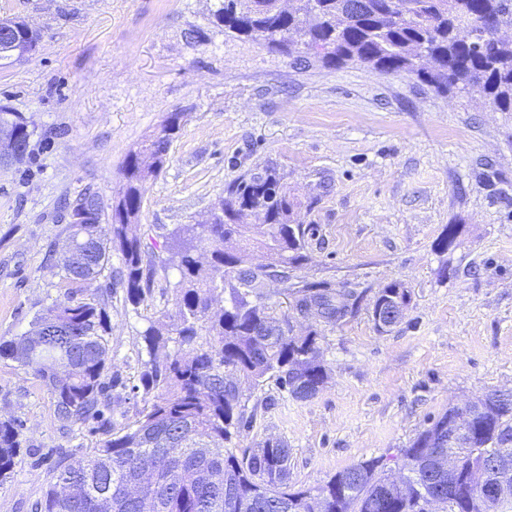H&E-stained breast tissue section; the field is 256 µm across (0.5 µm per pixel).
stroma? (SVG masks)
<instances>
[{
    "label": "stroma",
    "mask_w": 512,
    "mask_h": 512,
    "mask_svg": "<svg viewBox=\"0 0 512 512\" xmlns=\"http://www.w3.org/2000/svg\"><path fill=\"white\" fill-rule=\"evenodd\" d=\"M217 4L0 0V15L40 32L30 60L0 67V105L33 130L25 161L0 166V342L66 291L48 251L65 239L67 203L91 190L111 205L129 152L169 113H186L139 216L152 293L137 307L119 288L107 301L122 384L105 415L118 429L142 406L132 387L148 358L143 332L171 308L178 279L164 229L204 223L231 182L275 171L313 228L298 277L371 295L392 280L412 290L390 331L376 330L365 304L323 326L331 374L313 399L271 380L246 393L258 412L238 447L286 441L292 482L315 487L408 446L450 407L512 390V114L408 74L292 63L225 37L211 23ZM451 224L459 244L438 252ZM1 415L22 421L23 447L0 483V512H40L51 462L108 438L61 430L43 383L4 359Z\"/></svg>",
    "instance_id": "obj_1"
}]
</instances>
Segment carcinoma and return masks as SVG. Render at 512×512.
<instances>
[{
    "instance_id": "obj_1",
    "label": "carcinoma",
    "mask_w": 512,
    "mask_h": 512,
    "mask_svg": "<svg viewBox=\"0 0 512 512\" xmlns=\"http://www.w3.org/2000/svg\"><path fill=\"white\" fill-rule=\"evenodd\" d=\"M219 0L212 25L228 37L256 42L297 61L324 66L366 64L380 72H404L440 92L478 93L498 112H512V38L493 39L486 21L512 29V0ZM9 130L29 146L32 131L22 114L0 106V132ZM181 129L171 112L158 132L130 152L118 193L103 223L100 196L86 191L69 216L90 210L92 223L67 224L77 236L76 252L59 251L62 279L73 290L34 317L30 326L53 322L59 336L36 339L27 331L0 342V358L16 362L48 387L60 429L104 418L112 387V322L104 294L121 288L133 306L150 293L153 270L144 267V245L134 233L146 184L167 162L168 148ZM310 226L298 222L288 188L273 173L243 177L207 224H182L164 233L176 258L179 279L173 307L161 310L144 331L149 360L140 375L142 401L135 421L112 434L94 454L58 463L43 494V512H426V496L443 498V512H472L481 497L458 476L424 463L421 448L453 413L448 409L399 451L397 475L402 493L374 483L381 458L349 466L316 488L291 482V449L282 440L234 451L226 444L248 431L257 407H248L244 389L268 379L297 400L314 398L329 379L318 329L292 330L291 317L266 303L259 284L274 279L292 298L294 314L315 324H335L356 315L363 295L336 290L327 281L293 282V272L309 261ZM207 241L206 257L198 243ZM121 266L103 287L94 282L110 265L112 251ZM261 258L241 266L240 254ZM231 278L224 306L215 308L217 281ZM499 405L474 418L466 442L449 452L462 470L483 465L493 470L501 443L512 438V393L484 394ZM20 424L0 418V477L11 472L20 453ZM147 470L161 483L143 479ZM80 488L63 498L58 485Z\"/></svg>"
}]
</instances>
